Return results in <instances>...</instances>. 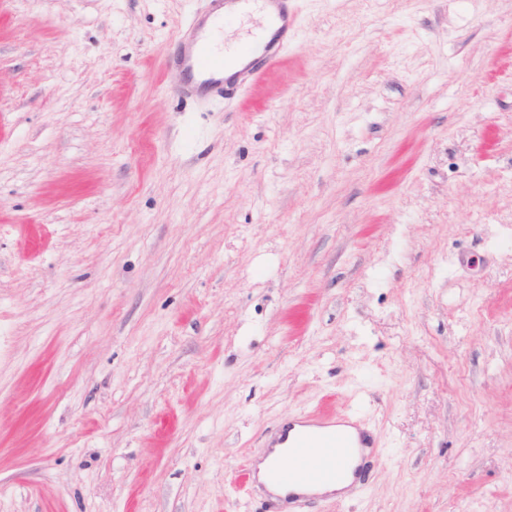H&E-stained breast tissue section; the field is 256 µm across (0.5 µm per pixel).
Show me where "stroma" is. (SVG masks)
Returning <instances> with one entry per match:
<instances>
[{"label": "stroma", "instance_id": "obj_1", "mask_svg": "<svg viewBox=\"0 0 512 512\" xmlns=\"http://www.w3.org/2000/svg\"><path fill=\"white\" fill-rule=\"evenodd\" d=\"M203 0H0V512H263L285 418L356 500L512 512V0H295L230 100ZM204 14L192 10L185 24L172 39L178 51L168 60L181 69L184 86L181 96L205 98L222 94L224 90L240 89L256 77L263 66L269 65L288 49L293 37L295 14L291 0H207ZM226 7V8H225ZM260 14L258 33L245 40L234 56L248 62L229 77H224L229 60L214 46L224 37V26L237 24L246 15ZM221 43V48L224 46ZM217 49V50H216ZM373 447L371 431L352 417L306 415L281 421L266 440L268 455L280 449L265 479L283 497L268 493V512H283V504L303 509L321 497L315 490L335 485L351 470L356 474L361 466L354 467L355 463L364 458L366 448ZM282 460L287 464L282 465ZM343 487L330 486L322 492L340 493Z\"/></svg>", "mask_w": 512, "mask_h": 512}]
</instances>
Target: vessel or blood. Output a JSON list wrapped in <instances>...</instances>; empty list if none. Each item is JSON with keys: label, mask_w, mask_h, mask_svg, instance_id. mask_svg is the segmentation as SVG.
<instances>
[{"label": "vessel or blood", "mask_w": 512, "mask_h": 512, "mask_svg": "<svg viewBox=\"0 0 512 512\" xmlns=\"http://www.w3.org/2000/svg\"><path fill=\"white\" fill-rule=\"evenodd\" d=\"M205 13H190L185 27L173 40L178 51L172 65L181 69L185 82L181 95L205 98L244 87L285 52L293 37L295 14L292 0H207ZM259 14V31L235 51L246 64L229 72L228 60L215 43L224 29L244 16ZM370 430L360 420L306 415L281 421L266 440L276 452L265 479L273 489L268 495L269 512L282 505L304 508L315 500L317 489L347 477L364 451L373 447Z\"/></svg>", "instance_id": "vessel-or-blood-1"}]
</instances>
